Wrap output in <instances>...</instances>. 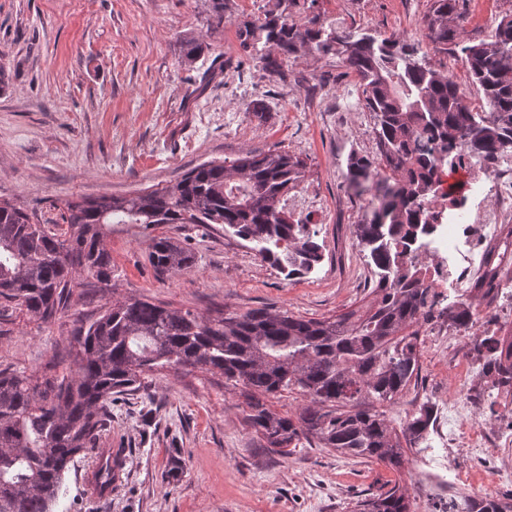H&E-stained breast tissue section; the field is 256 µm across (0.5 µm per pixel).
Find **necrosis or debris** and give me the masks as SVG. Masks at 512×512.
I'll return each mask as SVG.
<instances>
[{
	"label": "necrosis or debris",
	"mask_w": 512,
	"mask_h": 512,
	"mask_svg": "<svg viewBox=\"0 0 512 512\" xmlns=\"http://www.w3.org/2000/svg\"><path fill=\"white\" fill-rule=\"evenodd\" d=\"M459 171L464 188L452 193L440 187L429 204L439 221L410 255L413 262H424L428 285L448 299L469 297L487 271L485 252L512 243V157L490 169L466 160ZM476 351L471 326L461 327L458 337L448 341L455 382L448 419L460 426L471 421L467 392Z\"/></svg>",
	"instance_id": "4bbe7bcc"
}]
</instances>
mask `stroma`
<instances>
[{
    "label": "stroma",
    "instance_id": "stroma-1",
    "mask_svg": "<svg viewBox=\"0 0 512 512\" xmlns=\"http://www.w3.org/2000/svg\"><path fill=\"white\" fill-rule=\"evenodd\" d=\"M265 0H224L213 28L212 0H0V61L12 73L0 91V199L36 209L55 223L66 203L126 197L162 187L206 161L233 162L252 152L285 150L305 162V194L280 205L317 233L324 259L289 279L263 262L252 243L223 225L112 224V285L75 286L55 322L43 324L0 306V369L39 377L75 372L79 319L113 300L144 297L171 309L211 315L222 309L284 310L306 318L368 304L374 275L356 238L371 196L348 188L350 153H376L375 121L357 78L340 57L308 51L270 75L238 39V25ZM430 0H319L336 24L405 41H424ZM463 37L487 34L512 13V0H459ZM202 46L186 62L189 43ZM263 107L264 120L252 106ZM189 249L193 266L158 275L147 260L154 237ZM452 326L422 327L419 375L385 417L403 447L400 470L300 438L268 448L246 420L240 388L200 369H158L141 388L113 397L92 449L77 455L57 512H352L356 502L406 487L412 512H448L452 499L419 485L431 453L402 428L422 404L453 395L445 341ZM474 369L470 399L478 432L503 430L512 398H488ZM98 448L124 451L121 474L103 500L88 498L86 475ZM470 480L512 504V480L467 448L449 449Z\"/></svg>",
    "mask_w": 512,
    "mask_h": 512
}]
</instances>
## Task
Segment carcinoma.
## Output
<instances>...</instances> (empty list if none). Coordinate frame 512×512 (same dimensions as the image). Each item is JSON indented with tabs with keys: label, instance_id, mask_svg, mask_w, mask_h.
<instances>
[{
	"label": "carcinoma",
	"instance_id": "cac0c4a2",
	"mask_svg": "<svg viewBox=\"0 0 512 512\" xmlns=\"http://www.w3.org/2000/svg\"><path fill=\"white\" fill-rule=\"evenodd\" d=\"M318 2L274 0L243 24L239 38L245 49L260 42L268 48L260 61L271 73L303 50L328 56L344 46L343 61L376 119L377 157L353 153L348 161L354 195L374 191L370 218L356 230L376 268L373 304L321 319L268 308L205 317L145 298L104 307L76 331L74 374L33 379L0 371V512H54L68 465L91 447L112 396L137 390L145 373L163 368L220 373L241 386L247 420L271 448L310 435L323 448L401 467V448L379 406L417 378L423 323L438 315L461 327L478 316L463 299L441 305L407 251L438 220L426 205L437 195L442 168L512 153V14L483 38L464 39L457 0H431L426 37L434 53L465 62L483 92L475 110L450 75L416 59L419 47L341 29ZM304 169L303 159L276 149L229 165L205 162L146 193L67 203L63 234L35 212L0 200V299L43 324L54 321L78 277L111 280L106 224H222L254 244L263 261L289 276L307 274L322 262V245L279 207ZM148 259L159 274L194 262L168 237L152 239ZM476 345L489 389L512 392V333L479 336ZM293 388L309 397L296 416L267 407L268 397ZM430 422L425 405L404 433L419 440ZM359 506L410 512L398 485Z\"/></svg>",
	"mask_w": 512,
	"mask_h": 512
}]
</instances>
